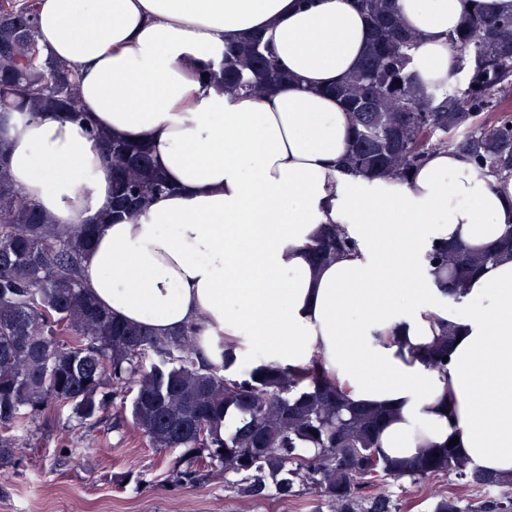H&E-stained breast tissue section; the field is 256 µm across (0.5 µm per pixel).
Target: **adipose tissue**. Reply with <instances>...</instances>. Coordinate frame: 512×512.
Returning <instances> with one entry per match:
<instances>
[{
	"mask_svg": "<svg viewBox=\"0 0 512 512\" xmlns=\"http://www.w3.org/2000/svg\"><path fill=\"white\" fill-rule=\"evenodd\" d=\"M475 0H398L420 36L425 80L452 82L446 45ZM43 53L73 68L102 128L147 142L175 185L135 222L104 225L80 264L97 303L162 336L197 328L226 375L320 360L351 401L393 409L378 444L409 460L453 442L470 467L512 477V255L458 299L427 260L435 241L472 250L512 224V177L481 175L452 148L408 181L341 166L350 120L327 87L369 38L354 0H37ZM262 35L292 79L262 97L207 77L225 41ZM10 175L61 225L88 224L112 172L85 126L53 114L13 121ZM355 247L325 263L327 225ZM457 328L445 369L417 356Z\"/></svg>",
	"mask_w": 512,
	"mask_h": 512,
	"instance_id": "adipose-tissue-1",
	"label": "adipose tissue"
}]
</instances>
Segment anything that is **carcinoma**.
<instances>
[{
    "label": "carcinoma",
    "instance_id": "cac0c4a2",
    "mask_svg": "<svg viewBox=\"0 0 512 512\" xmlns=\"http://www.w3.org/2000/svg\"><path fill=\"white\" fill-rule=\"evenodd\" d=\"M357 2L371 38L356 70L331 88L349 110L347 172L406 181L432 151L452 147L481 173L511 177L512 112L497 108L512 98V14L498 12L495 0H477L446 39L458 58L457 79L427 83L415 63L418 38L403 25L396 0ZM36 33V0H13L9 19L0 21V468L24 456L32 441L22 437L40 421L66 410L71 428L92 429L114 409L149 447L177 453L168 468L176 484L222 466L248 496L272 490L286 499L310 489L329 512H398L388 495L370 489L387 479L453 474L494 494L470 507L442 495L432 512H512V478L473 470L446 446L410 462L385 456L378 435L389 411L348 401L318 362L229 377L227 362L199 356L195 328L158 336L96 304L79 276L96 232L136 218L175 187L146 144L93 127L112 170V198L95 224L60 226L24 198L5 162L7 118L52 112L92 124L78 106L75 72L38 51ZM221 73L224 89L254 95L290 80L258 36L224 44ZM493 111V120H478ZM346 249L333 225L313 246V260ZM509 250L512 224L483 251L442 246L430 260L449 272L444 288L454 299ZM451 336L447 329L427 348L429 365L445 366ZM231 409L242 416L233 429L225 427Z\"/></svg>",
    "mask_w": 512,
    "mask_h": 512
}]
</instances>
